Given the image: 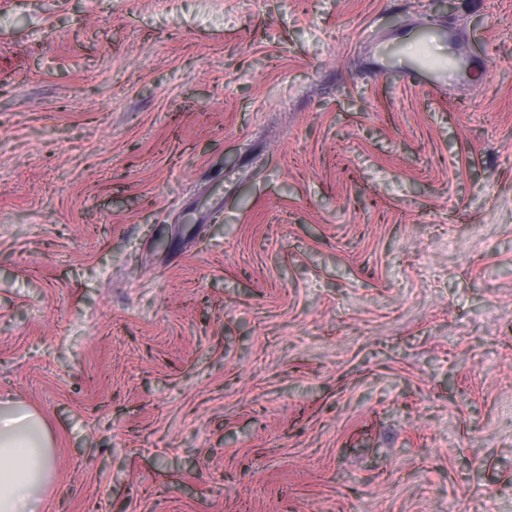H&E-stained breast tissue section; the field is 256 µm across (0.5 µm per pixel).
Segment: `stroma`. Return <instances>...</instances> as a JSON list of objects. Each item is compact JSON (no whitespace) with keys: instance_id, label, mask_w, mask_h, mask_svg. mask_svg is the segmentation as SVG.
I'll return each mask as SVG.
<instances>
[{"instance_id":"stroma-1","label":"stroma","mask_w":512,"mask_h":512,"mask_svg":"<svg viewBox=\"0 0 512 512\" xmlns=\"http://www.w3.org/2000/svg\"><path fill=\"white\" fill-rule=\"evenodd\" d=\"M15 405L39 512H512V0H0ZM483 66V60L477 56H461L447 59L434 58L427 54L420 55L402 69L404 80L418 82L420 76H427L439 83L445 74H454L455 80L465 79L473 69Z\"/></svg>"}]
</instances>
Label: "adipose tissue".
<instances>
[{
  "label": "adipose tissue",
  "instance_id": "obj_1",
  "mask_svg": "<svg viewBox=\"0 0 512 512\" xmlns=\"http://www.w3.org/2000/svg\"><path fill=\"white\" fill-rule=\"evenodd\" d=\"M50 432L31 410L0 413V512H38L52 476Z\"/></svg>",
  "mask_w": 512,
  "mask_h": 512
}]
</instances>
